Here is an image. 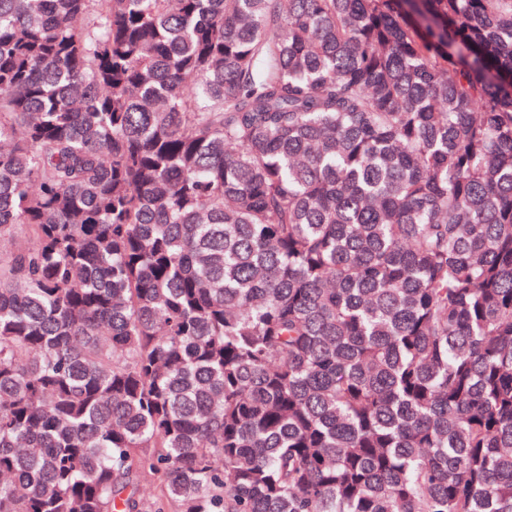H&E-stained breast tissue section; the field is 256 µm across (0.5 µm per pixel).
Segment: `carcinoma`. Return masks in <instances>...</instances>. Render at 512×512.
I'll use <instances>...</instances> for the list:
<instances>
[{"instance_id":"obj_1","label":"carcinoma","mask_w":512,"mask_h":512,"mask_svg":"<svg viewBox=\"0 0 512 512\" xmlns=\"http://www.w3.org/2000/svg\"><path fill=\"white\" fill-rule=\"evenodd\" d=\"M4 234L0 512H512V0H0Z\"/></svg>"}]
</instances>
